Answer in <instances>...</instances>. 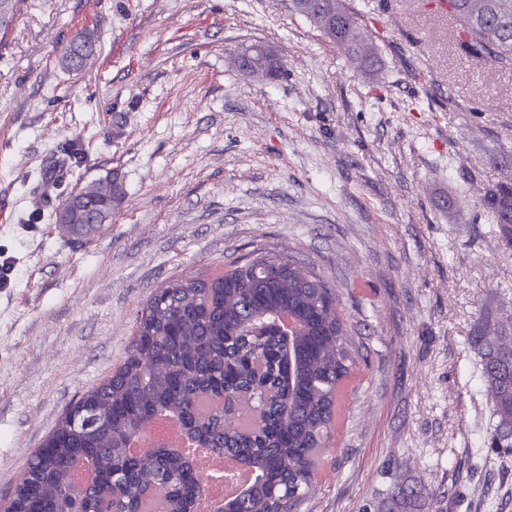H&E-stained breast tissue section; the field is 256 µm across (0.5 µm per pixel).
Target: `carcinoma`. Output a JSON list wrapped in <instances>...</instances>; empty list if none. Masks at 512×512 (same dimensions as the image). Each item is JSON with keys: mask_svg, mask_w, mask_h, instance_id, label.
<instances>
[{"mask_svg": "<svg viewBox=\"0 0 512 512\" xmlns=\"http://www.w3.org/2000/svg\"><path fill=\"white\" fill-rule=\"evenodd\" d=\"M21 0H0V35L18 18ZM329 41L346 48L366 73L380 68L377 51L344 0H292ZM448 15L473 59L512 68V0H449ZM94 35L76 34L59 64L79 72L93 56ZM275 66L255 54L245 78L274 79ZM126 196L117 174L83 185L67 201L84 211L77 223L112 222ZM484 203L498 236L512 249V185L490 189ZM279 308L303 324L288 342L272 320ZM335 295L315 273L269 255L236 261L211 276L178 278L155 289L138 311L132 348L112 375L83 393L35 449L4 504V512H196L200 489L193 460L161 443L128 452L147 438V424L172 415L198 443L265 472L246 493L244 512H292L312 483L317 460L332 436L343 380L354 360ZM335 343L333 352L325 344ZM469 343L480 358L481 383L497 417L487 447L512 448V332L485 315ZM237 426L224 428V415ZM91 464L93 481L75 490L78 460ZM387 512H422L425 502L398 489Z\"/></svg>", "mask_w": 512, "mask_h": 512, "instance_id": "carcinoma-1", "label": "carcinoma"}]
</instances>
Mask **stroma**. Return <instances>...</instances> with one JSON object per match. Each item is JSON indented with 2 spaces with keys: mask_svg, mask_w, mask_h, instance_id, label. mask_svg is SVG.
I'll return each instance as SVG.
<instances>
[{
  "mask_svg": "<svg viewBox=\"0 0 512 512\" xmlns=\"http://www.w3.org/2000/svg\"><path fill=\"white\" fill-rule=\"evenodd\" d=\"M345 4L376 74L291 0H25L0 42V504L156 288L262 252L327 283L354 359L297 512H380L399 486L431 512H512L469 345L485 311L512 325V251L483 204L512 182V70L466 58L433 0ZM80 30L96 53L68 73ZM258 41L283 77L232 66ZM111 171V224L59 234L52 204Z\"/></svg>",
  "mask_w": 512,
  "mask_h": 512,
  "instance_id": "obj_1",
  "label": "stroma"
}]
</instances>
